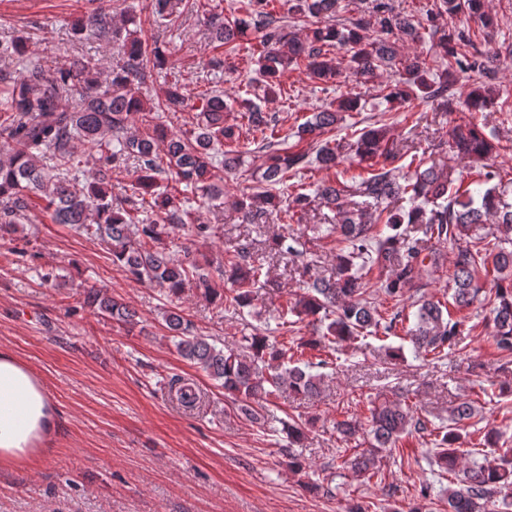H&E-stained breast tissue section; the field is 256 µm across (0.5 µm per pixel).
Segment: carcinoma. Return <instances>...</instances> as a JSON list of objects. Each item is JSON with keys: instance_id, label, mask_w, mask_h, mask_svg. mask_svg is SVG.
I'll return each mask as SVG.
<instances>
[{"instance_id": "cac0c4a2", "label": "carcinoma", "mask_w": 512, "mask_h": 512, "mask_svg": "<svg viewBox=\"0 0 512 512\" xmlns=\"http://www.w3.org/2000/svg\"><path fill=\"white\" fill-rule=\"evenodd\" d=\"M289 10L313 19L304 36L288 31L275 11L274 0H239L238 15L228 19L217 14L203 15L212 40L234 48L251 31L261 35L266 50L256 61L257 72L265 78L264 95L276 93L277 77L289 66L305 62L310 79L340 83L347 75L365 83L390 69L400 79L389 92L378 94L390 101L409 103L433 98L441 109L451 113L464 105L477 112L493 104L487 90H471L465 100L454 92L455 69L488 73L498 52L480 47L470 27L451 25L436 44L437 55L448 61L442 80L427 78L426 59L405 54L396 47L394 37L417 43L422 23L394 11L388 0H373V19H350L333 23L339 0H291ZM437 11L427 14L430 28L441 15H458L485 29L495 27L487 13L486 0H440ZM74 36L91 31L107 39L122 41V63L101 79L98 68L82 58L66 63L56 56L35 57L27 40L0 41V59L12 60L17 73L0 72V240L12 239L17 226L27 217L31 196L47 202L46 210L56 224H68L111 242L112 261L140 283H158L171 298L178 299L187 283L202 291L204 297L220 303L237 314L248 308L254 316L259 289L269 286L268 272L262 262L242 249L224 252V263L217 272L211 263L204 265L188 257L179 259L169 250L166 240L179 234L185 239H207L212 227L187 221L192 204L178 199V186L191 188L194 199L210 205L224 204V172L243 163V151L232 147L239 135L224 125L229 106L224 94L213 90L201 95L197 131L184 138L154 124L152 133L133 130L135 119L147 121L153 112L184 111L188 97L178 83L167 87L164 99L149 104L142 92L149 66L163 67L164 52L142 40L138 30L112 27V14L102 9L83 14L71 23ZM344 49L350 59L341 69L331 50ZM358 101L345 97L336 107L312 114L301 127V134L313 135L335 128L341 113L357 109ZM248 121L255 132L264 133L272 118L253 104ZM96 161L86 192L74 190L72 181L79 170L74 143ZM261 146L273 149L257 183L268 186L286 181L288 173H297L310 163L309 153H283L263 138ZM449 146L462 159H489L497 151L494 137L474 121L454 125ZM414 169L402 171L392 166L398 159L389 143L387 129L369 128L357 140L324 142L316 149V161L329 171L349 163L371 168L369 176L347 185L327 179L314 189L320 203L335 213L336 223L318 225L314 231L324 238L338 234L343 247L334 255V270L328 277L311 274L312 264L304 260L299 238L279 236L271 247L299 261L297 270L306 291L277 311L278 328L287 316L306 317L312 324L326 323L318 335L296 343L300 351L337 352V348L366 333L388 335L409 320L401 306L408 285L423 288L435 279L442 266V249L454 254L451 302L441 303L421 295L415 302V323L405 328L414 352L423 357H443L466 326V317L456 318L451 309L461 311L477 300L481 288L479 271L494 273L495 300L492 309V344L499 360L512 364V203L504 199L506 189L496 186L481 192L477 187L496 177L493 170L479 173L470 183L453 179L433 165L416 160ZM135 164L136 177L124 195L112 196V169L128 161ZM358 195L363 204L349 200ZM268 204L279 208L285 224L302 220L310 197L303 192L289 195L280 207L268 191L233 201L235 207L252 216L253 207ZM164 211L161 221L137 217L146 208ZM498 223L503 236L492 246L480 249L484 240L478 234L489 218ZM378 270L375 287L392 301L381 312L365 298L368 282L364 275ZM83 304L110 319L132 325L136 313L124 302L96 286L83 290ZM167 328L178 337L177 350L193 361L233 402L238 415L252 424H267L266 406L283 389L308 400L320 394L322 376L313 369L324 368L329 361H301L293 347L256 328L243 337L239 349H224L217 341L193 332L187 320L176 310L164 314ZM176 400L186 408L203 401V395L190 384L176 390ZM475 407L470 400L456 404L450 412L451 425L436 433L435 458L439 467L453 472L460 458L456 446L460 427L471 420ZM424 429L414 416L406 396L371 402L368 419V447L346 448L341 468L368 478L380 474L379 454L396 449L402 440ZM501 501L506 512L512 509V455L504 454L495 465L478 462L456 475V487L448 488V512H487V505Z\"/></svg>"}]
</instances>
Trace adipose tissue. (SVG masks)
Segmentation results:
<instances>
[{
    "mask_svg": "<svg viewBox=\"0 0 512 512\" xmlns=\"http://www.w3.org/2000/svg\"><path fill=\"white\" fill-rule=\"evenodd\" d=\"M57 429L53 401L40 378L0 348V467L25 465L43 456Z\"/></svg>",
    "mask_w": 512,
    "mask_h": 512,
    "instance_id": "obj_1",
    "label": "adipose tissue"
}]
</instances>
